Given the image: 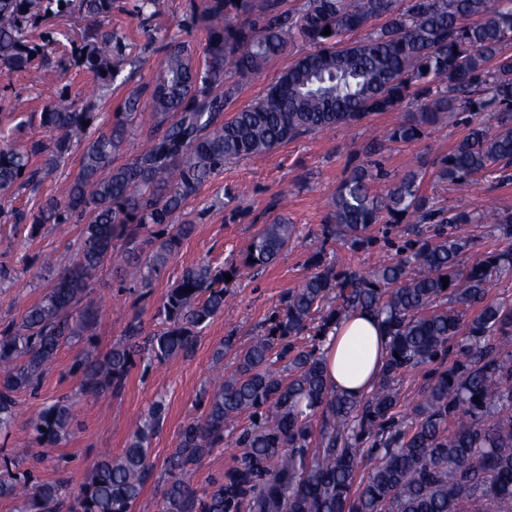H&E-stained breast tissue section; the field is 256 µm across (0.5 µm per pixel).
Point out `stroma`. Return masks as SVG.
<instances>
[{"mask_svg":"<svg viewBox=\"0 0 512 512\" xmlns=\"http://www.w3.org/2000/svg\"><path fill=\"white\" fill-rule=\"evenodd\" d=\"M188 3L189 0H164L156 23L181 34L199 56L205 35L191 28ZM134 5L135 0H115L112 7V28L124 36L126 48L122 72L99 108L105 124L114 120L128 95L142 83L154 80L163 68L162 52L146 46L147 36ZM64 90L80 101L90 93L91 83L73 65H69L62 79L50 78L41 83L32 82L25 72L0 69V138L17 147L33 139L49 140L37 113ZM402 118L399 111L381 112L363 124L307 133L265 154L225 164L223 171L206 181L179 214V221L195 224V232L181 243L150 288L125 280L109 265L98 273L92 287L102 303V315L95 328L99 352L108 351L122 337L132 318H140L145 330L158 329V310L167 289L185 269L204 261L218 268L240 265L252 238L279 216L288 218L296 228L288 250L273 265L252 270L231 284L225 294L223 315L203 329L190 355L155 363L147 369L134 367L121 391L80 396L79 380L69 368L81 347L74 344L62 348L37 391L20 394V416L10 432L0 434V455L24 454L30 421L46 405L70 396L75 402L76 432L66 444L49 449L38 475L44 481L66 478L75 492L88 481L102 452L121 454L136 423L155 402H162L165 419L150 444L154 476L133 506V512H158L165 462L176 446L180 430L192 419L202 417V398L212 390L216 373L234 370L237 355L264 334L281 298L299 288L311 274L310 258L316 250H323L325 261L336 271L356 269L365 273L374 271L380 259L397 260L399 247L415 238L416 225L380 223L374 228L377 242L368 248L357 249L340 241L328 242L322 248L316 239L326 222L336 187L354 167L367 163L370 136L392 128ZM468 120V114L460 113L428 128L421 140L387 143L379 157L387 177L374 184V191L385 193L392 180L412 166L420 169L424 192L435 206L458 207L477 216L512 212V182L481 177L461 192L435 179L437 160L464 138ZM78 165V154H71L59 168L44 173L37 187L20 190L12 201L0 205V266L8 267L13 276L11 283L0 287V324L19 319L50 287V278L40 271L44 257H52L61 269L73 264L81 230L77 224L48 226L32 237L25 228H13L6 213L14 207L36 208L76 172ZM219 347L224 350L220 360L215 357ZM452 360V354L445 352L408 368L399 377V416L410 415L431 373L446 369ZM249 424V418L244 416L228 424L223 446L214 448L195 467V487L205 488L212 478L232 466V457L239 451L236 439Z\"/></svg>","mask_w":512,"mask_h":512,"instance_id":"obj_1","label":"stroma"}]
</instances>
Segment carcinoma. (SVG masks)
Masks as SVG:
<instances>
[{"instance_id": "cac0c4a2", "label": "carcinoma", "mask_w": 512, "mask_h": 512, "mask_svg": "<svg viewBox=\"0 0 512 512\" xmlns=\"http://www.w3.org/2000/svg\"><path fill=\"white\" fill-rule=\"evenodd\" d=\"M113 3L0 0V63L46 80L57 42L47 21L77 12L87 24L71 49L75 63L97 87L109 88L123 61L122 37L112 31ZM163 4L136 0L144 26H152ZM189 8L191 23L205 33L204 56L163 36L165 68L125 100L122 120L93 135L97 105L80 106L62 94L40 112V125L55 134L52 146L39 140L21 149L0 146V200L81 152L76 174L35 212H13V224L28 226L34 237L46 224H81L92 215L82 224L73 266L58 273L44 259L52 285L19 320L0 327V429L15 422L18 395L36 388L64 345H84L70 367L83 396L121 390L138 360L193 352L199 330L224 314V274L236 278L240 270L208 263L186 269L159 309L163 327L139 342L142 327L134 319L102 356L94 342L101 305L92 283L117 259L114 245L122 240L126 275L149 287L194 233V224H177L176 215L230 160L413 103L417 111L406 113L385 140H418L452 110L473 117L489 112L495 126L473 124L439 160L437 179L461 190L490 172L501 182L512 180V0H304L288 9L281 0H189ZM376 20L381 24L366 37L346 40ZM298 41L308 50L260 100L224 119L238 91L227 74L258 75ZM146 111L154 122L139 151L115 164L128 125ZM383 177L376 163L351 171L331 196L323 241L370 245L376 241L371 228L385 216L431 224L433 234L415 241L405 257L382 262L370 278L336 272L320 251L311 257L314 272L281 300L268 334L240 352L234 372L215 381L204 415L179 433L159 512H512V350L493 342L512 335V304L487 301L489 283L512 273V248L473 251L448 231L475 217L430 204L419 171L409 169L386 193H373L371 184ZM294 235L286 219L264 225L243 266L272 264ZM144 244L153 251L142 260ZM356 311L373 314L389 336L381 376L360 397L331 389L320 350L296 345L307 332L325 342L332 327ZM451 342L452 365L433 373L411 417H398V377ZM284 358L294 371L287 380L274 369ZM162 411L155 403L150 423L136 425L119 457L104 455L76 496L61 479L38 480L33 464L1 459L0 499L21 500L19 512H132L153 476L148 430L159 425ZM242 414L251 420L239 437L245 452L197 489L192 467L224 443V427ZM317 414L319 445L311 450ZM75 425L72 403L59 399L31 422L29 443L55 447ZM364 441L371 443L366 452L357 447ZM366 460L371 466L356 485Z\"/></svg>"}]
</instances>
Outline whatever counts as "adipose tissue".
<instances>
[{
  "mask_svg": "<svg viewBox=\"0 0 512 512\" xmlns=\"http://www.w3.org/2000/svg\"><path fill=\"white\" fill-rule=\"evenodd\" d=\"M389 338L377 318L355 312L329 333L321 352L329 387L356 396L371 390L388 355Z\"/></svg>",
  "mask_w": 512,
  "mask_h": 512,
  "instance_id": "ef3b65f1",
  "label": "adipose tissue"
}]
</instances>
